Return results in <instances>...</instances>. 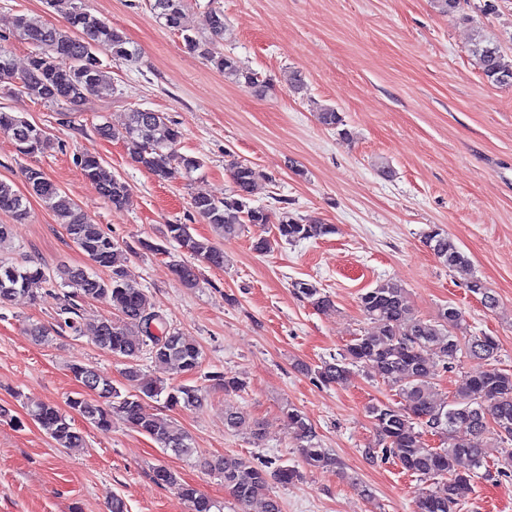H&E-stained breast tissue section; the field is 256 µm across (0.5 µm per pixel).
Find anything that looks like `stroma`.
<instances>
[{
  "instance_id": "1",
  "label": "stroma",
  "mask_w": 512,
  "mask_h": 512,
  "mask_svg": "<svg viewBox=\"0 0 512 512\" xmlns=\"http://www.w3.org/2000/svg\"><path fill=\"white\" fill-rule=\"evenodd\" d=\"M74 0H0V35L16 69L28 64L30 46L13 37L17 16H40L61 25ZM87 9L140 49L132 61L100 56L112 86L78 107H47L28 97L0 93V110L41 127L53 150L21 155L0 135V179L25 190L23 168L34 166L88 217L121 244L128 278L143 288L154 310L203 351L200 373L182 383L208 391L191 409L153 403L188 432L192 456L174 455L150 437L113 420L103 430L75 417L83 436L63 448L26 415L35 402L66 409L80 390L70 370L94 368L123 386L122 358L92 341L111 307L83 302V334L36 342L25 328L53 323L54 291L37 300L16 296L0 308V512H108L121 497L127 512H184L177 491L156 485L152 467L240 512L206 458L231 455L272 471L299 470L291 484L270 482L282 512H416V499L439 490L435 481L407 472L395 458L370 457L375 430L370 404L396 403L395 389L374 371L354 367L340 385H326L314 370L341 353L353 336L371 330L359 297L377 281L394 279L409 293L415 314L434 317L443 306L460 309L464 335L496 338L497 368L512 373V86L482 75L470 52L475 34L512 54V0H466L462 14L444 15L433 0H189L188 24L208 32L211 8L223 9L231 33L224 48L253 70L273 78L275 93L260 97L225 82L210 63L189 53L178 34L162 26L148 0H84ZM302 74V92L284 80ZM319 105L340 112L349 131L341 138L315 116ZM134 108L162 113L179 128L180 153L205 166L193 180L156 179L131 161L122 141L97 135L96 124L121 128ZM250 163L259 176L252 203L334 225L333 234L253 249L257 227L216 235L192 207L195 196L223 197L231 186L225 154ZM107 162L132 189L134 204L113 208L85 179L77 156ZM17 220L0 211L10 239L0 257L31 261L53 271L84 264L82 253L37 197ZM189 225L198 238L223 250L224 266L198 264L195 287H184L175 265L190 257L164 239L167 225ZM440 227L471 261L470 273L442 265L422 235ZM164 243L166 252L138 242ZM481 278L498 306L486 309L469 292V275ZM298 280L317 284L335 307L321 313L292 290ZM243 379L239 393L210 384L208 373ZM304 413L336 468L323 472L303 462L283 415L286 405ZM235 406L259 424L263 437L224 427ZM486 468L478 469L461 512H512V467L493 434L480 439Z\"/></svg>"
}]
</instances>
